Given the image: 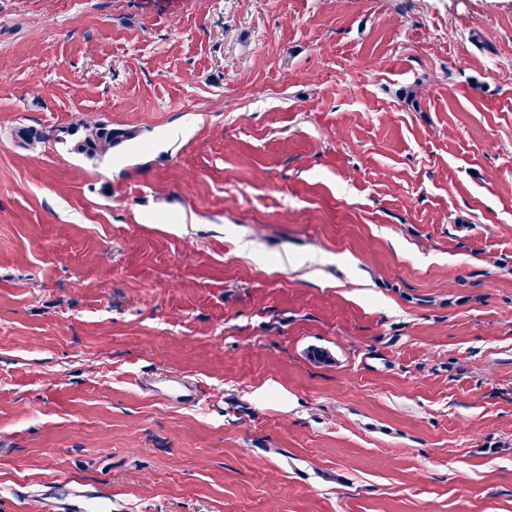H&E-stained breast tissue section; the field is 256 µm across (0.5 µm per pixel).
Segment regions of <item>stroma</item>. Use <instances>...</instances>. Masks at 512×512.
Returning a JSON list of instances; mask_svg holds the SVG:
<instances>
[{
	"label": "stroma",
	"mask_w": 512,
	"mask_h": 512,
	"mask_svg": "<svg viewBox=\"0 0 512 512\" xmlns=\"http://www.w3.org/2000/svg\"><path fill=\"white\" fill-rule=\"evenodd\" d=\"M0 512H512V0H0ZM12 137L27 147H37L47 142L72 143L73 149L89 157L105 155L116 145L130 140L132 134L123 129H114L102 122L89 123L75 120L66 127L43 129L21 124L12 131Z\"/></svg>",
	"instance_id": "stroma-1"
}]
</instances>
